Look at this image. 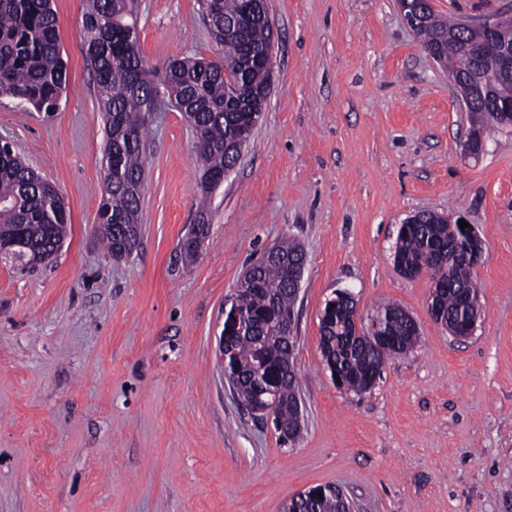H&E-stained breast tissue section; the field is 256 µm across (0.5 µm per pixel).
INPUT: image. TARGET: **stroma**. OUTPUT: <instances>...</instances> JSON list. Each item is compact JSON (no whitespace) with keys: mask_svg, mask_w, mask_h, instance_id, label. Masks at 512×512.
Segmentation results:
<instances>
[{"mask_svg":"<svg viewBox=\"0 0 512 512\" xmlns=\"http://www.w3.org/2000/svg\"><path fill=\"white\" fill-rule=\"evenodd\" d=\"M68 82L55 112L0 97V138L54 183L70 214L54 261H0V512H283L309 487L356 512H512V128L470 157L471 117L396 0H268L270 93L208 204L194 263L200 167L182 112L149 120L140 243L115 260L95 228L105 128L83 50L82 0H53ZM451 19L512 15V0H433ZM139 46L163 69L214 58L200 0H141ZM461 215L484 243L482 315L451 336L428 275L393 267L410 215ZM306 256L294 305L303 431L233 395L217 355L243 270L284 239ZM363 318L394 303L419 342L363 393L319 350L334 291Z\"/></svg>","mask_w":512,"mask_h":512,"instance_id":"35a3bbf8","label":"stroma"}]
</instances>
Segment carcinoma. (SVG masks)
Masks as SVG:
<instances>
[{
    "instance_id": "carcinoma-1",
    "label": "carcinoma",
    "mask_w": 512,
    "mask_h": 512,
    "mask_svg": "<svg viewBox=\"0 0 512 512\" xmlns=\"http://www.w3.org/2000/svg\"><path fill=\"white\" fill-rule=\"evenodd\" d=\"M210 35L224 45V65L202 59H173L162 73L147 71L140 54L136 29V0H84L83 27L86 57L95 74L97 97L104 115L106 176L112 189L103 193L99 217L108 225L100 232L107 252L121 258L126 242L140 238V208L144 190L146 114L154 95L163 93L190 114L195 152L201 175L224 170L235 160L238 135L259 122L266 101L260 71L250 52L263 50L271 37L269 23L255 19L242 26V0H201ZM448 33V66L463 68L474 89L472 115L479 118L468 142L480 149L475 135L500 127L499 109L484 100L501 83L496 64L478 51L484 43L479 28L456 31V22L429 14L424 46L433 49L438 37ZM67 79V61L59 43L52 0H0V97L38 111L58 108ZM0 231L7 237L22 234L32 245L25 263L33 265L58 251L68 235L69 216L64 199L25 158L9 144L0 148ZM199 240L182 243L192 260L209 233L208 216L200 209ZM460 235L448 218L429 212L417 224H402L397 232L394 266L403 276L425 272L440 278L430 303L438 318L465 329L469 299L479 296L464 250L455 246ZM287 263L270 261L243 276L238 288L243 296L240 325H224L229 336L227 367L237 376L242 397L250 398L262 385L280 381L273 412L276 431L286 441L301 431V399L295 370L290 368L295 342L285 338L283 316L293 310L288 266L301 261L304 251L292 240L276 244ZM352 310L339 301L320 336L325 366L336 372L346 389L363 392L380 377L386 360L410 351L419 339L417 325L399 306L389 304L377 312L385 340L371 342L351 331ZM347 498L338 486H323L322 495L292 500L288 512H341Z\"/></svg>"
}]
</instances>
